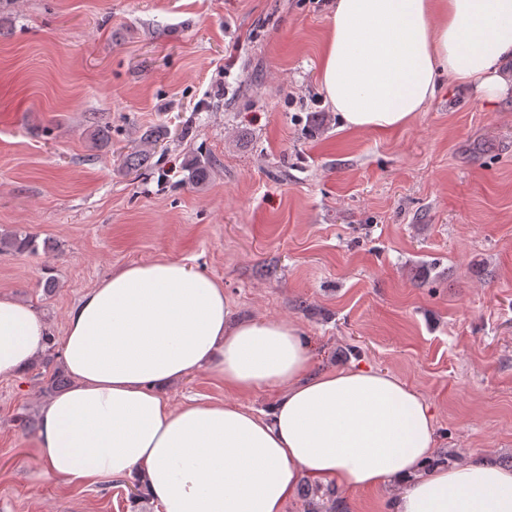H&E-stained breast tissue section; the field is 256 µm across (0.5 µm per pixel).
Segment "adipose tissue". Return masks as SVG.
<instances>
[{
  "label": "adipose tissue",
  "instance_id": "obj_1",
  "mask_svg": "<svg viewBox=\"0 0 512 512\" xmlns=\"http://www.w3.org/2000/svg\"><path fill=\"white\" fill-rule=\"evenodd\" d=\"M512 0H336L320 85L342 129L409 124L442 79L498 97L512 86ZM40 312L0 292V380L48 344ZM70 387L43 409L36 452L84 485L143 484L156 512H286L302 477L390 487L393 512H512V469L428 467L434 415L388 372H313L298 328L238 319L223 284L157 259L112 271L70 310ZM207 368L225 388H278L269 411L172 407L166 385Z\"/></svg>",
  "mask_w": 512,
  "mask_h": 512
}]
</instances>
